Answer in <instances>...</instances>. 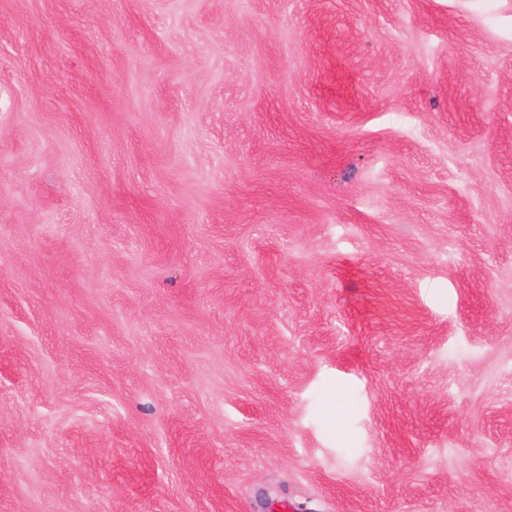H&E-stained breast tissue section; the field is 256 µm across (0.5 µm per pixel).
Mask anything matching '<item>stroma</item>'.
<instances>
[{
  "instance_id": "obj_1",
  "label": "stroma",
  "mask_w": 512,
  "mask_h": 512,
  "mask_svg": "<svg viewBox=\"0 0 512 512\" xmlns=\"http://www.w3.org/2000/svg\"><path fill=\"white\" fill-rule=\"evenodd\" d=\"M512 512V0H0V512Z\"/></svg>"
}]
</instances>
